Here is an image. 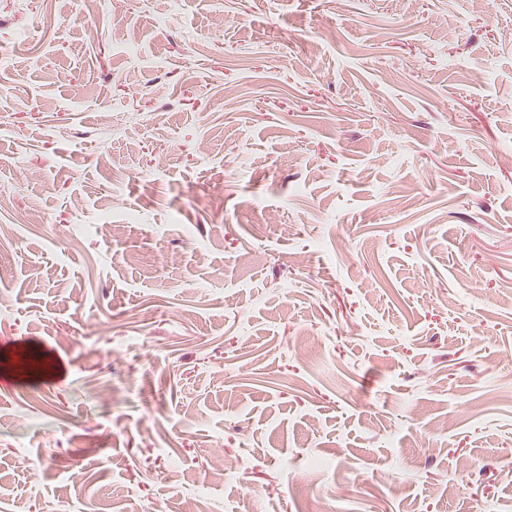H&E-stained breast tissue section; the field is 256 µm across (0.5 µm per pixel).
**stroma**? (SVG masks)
Here are the masks:
<instances>
[{"label":"stroma","mask_w":512,"mask_h":512,"mask_svg":"<svg viewBox=\"0 0 512 512\" xmlns=\"http://www.w3.org/2000/svg\"><path fill=\"white\" fill-rule=\"evenodd\" d=\"M0 299V512H512V0H0Z\"/></svg>","instance_id":"1"}]
</instances>
